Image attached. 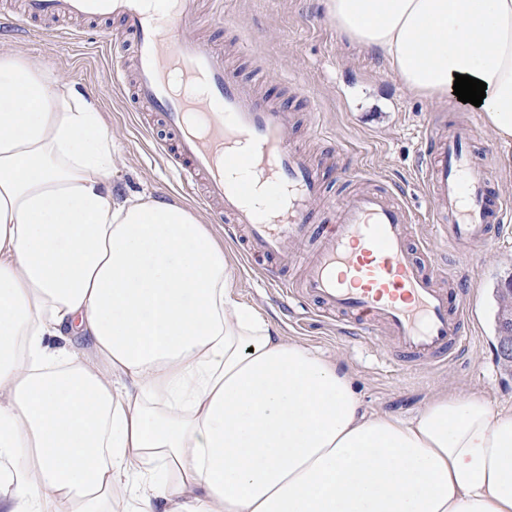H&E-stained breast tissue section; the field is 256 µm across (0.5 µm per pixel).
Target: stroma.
Instances as JSON below:
<instances>
[{"instance_id": "1", "label": "stroma", "mask_w": 512, "mask_h": 512, "mask_svg": "<svg viewBox=\"0 0 512 512\" xmlns=\"http://www.w3.org/2000/svg\"><path fill=\"white\" fill-rule=\"evenodd\" d=\"M223 2L224 14L217 18L212 0H203L207 21L201 36L223 49L227 65L260 98L293 113L291 135L324 171L328 200L346 196L352 186L345 174L364 167L381 177L396 201L412 209L415 223H432L419 180L423 126L453 127L467 115V107L409 94L377 55L336 30L326 16L325 0ZM40 28L37 22L0 27V44L41 57L53 78L98 104L112 142L113 181L129 192L182 198L202 210L156 150L152 136L158 125L131 106L128 92L112 85V57L124 50L118 22L108 21L95 31L80 25L79 39L68 46L42 36ZM489 150L497 154L490 168L492 188L512 206V145L484 128L473 151L481 159ZM490 234L494 257L462 272L467 282L463 299L470 305L462 330L471 341L438 368L403 363L383 336L364 339L299 306L278 305L236 244L231 247L232 292L239 303L271 319L284 337L337 360L351 374L366 412L411 417L444 391L512 408V367H505L498 353L493 296L497 285L512 279V220L491 227Z\"/></svg>"}]
</instances>
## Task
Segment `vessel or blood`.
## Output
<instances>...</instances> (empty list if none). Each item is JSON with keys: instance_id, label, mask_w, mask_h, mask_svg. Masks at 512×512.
Masks as SVG:
<instances>
[{"instance_id": "b4317fda", "label": "vessel or blood", "mask_w": 512, "mask_h": 512, "mask_svg": "<svg viewBox=\"0 0 512 512\" xmlns=\"http://www.w3.org/2000/svg\"><path fill=\"white\" fill-rule=\"evenodd\" d=\"M23 16L119 20L123 43L133 47L132 102L160 117L167 136L158 146L181 184L231 224L246 256L270 259L261 275L278 298L310 300L322 317L346 319L357 336L385 331L412 364L442 365L464 346L468 307L451 305L458 283L434 244L454 245L457 265H470L473 246H489V229L506 212L469 151L475 120L425 132L432 161L424 185L436 222L420 243L412 241L411 209L382 188L344 199L330 223L316 226L324 178L290 142L292 113L225 67L223 50L199 34V0H156L150 11L143 0H24ZM257 184L265 193L259 206L249 202ZM309 238L317 245L301 282L284 279L292 244Z\"/></svg>"}]
</instances>
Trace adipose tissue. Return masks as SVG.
<instances>
[{
    "instance_id": "obj_1",
    "label": "adipose tissue",
    "mask_w": 512,
    "mask_h": 512,
    "mask_svg": "<svg viewBox=\"0 0 512 512\" xmlns=\"http://www.w3.org/2000/svg\"><path fill=\"white\" fill-rule=\"evenodd\" d=\"M408 92L486 83L512 140V0H326ZM99 110L0 50V472L10 512H512V410L366 413L349 372L238 304L177 201L120 195Z\"/></svg>"
}]
</instances>
